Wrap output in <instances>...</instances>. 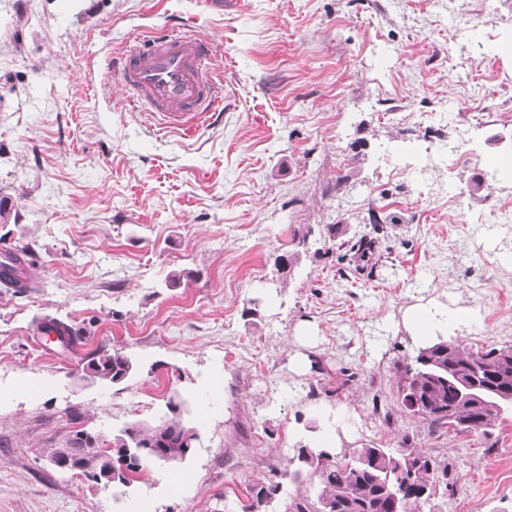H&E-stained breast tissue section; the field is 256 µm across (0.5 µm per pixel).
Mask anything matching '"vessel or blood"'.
I'll return each instance as SVG.
<instances>
[{
    "instance_id": "b4317fda",
    "label": "vessel or blood",
    "mask_w": 512,
    "mask_h": 512,
    "mask_svg": "<svg viewBox=\"0 0 512 512\" xmlns=\"http://www.w3.org/2000/svg\"><path fill=\"white\" fill-rule=\"evenodd\" d=\"M219 58L207 39L168 32L114 58L112 70L126 93L154 119L158 131L189 135L223 106Z\"/></svg>"
}]
</instances>
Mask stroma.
<instances>
[{
    "instance_id": "1",
    "label": "stroma",
    "mask_w": 512,
    "mask_h": 512,
    "mask_svg": "<svg viewBox=\"0 0 512 512\" xmlns=\"http://www.w3.org/2000/svg\"><path fill=\"white\" fill-rule=\"evenodd\" d=\"M166 29L224 59L222 118L190 137L111 71ZM511 153L512 0H0V251L34 249L31 289L0 288V512H242L259 481L292 512L317 494L288 476L294 449L332 426L345 452L406 436L448 463L422 512H512V409L456 433L399 399L411 306L468 312L447 331L468 349L512 346ZM363 237L375 267L344 247ZM175 270L192 277L167 287ZM43 316L82 343L46 341ZM101 348L135 374L86 378ZM175 391L199 439L140 491L48 461L77 431L157 421ZM36 329L45 334L48 331L51 333V340L56 341L60 336L59 344L63 350L72 351L82 342V336H79L72 327L54 318H44L35 324ZM58 336H57V334Z\"/></svg>"
}]
</instances>
